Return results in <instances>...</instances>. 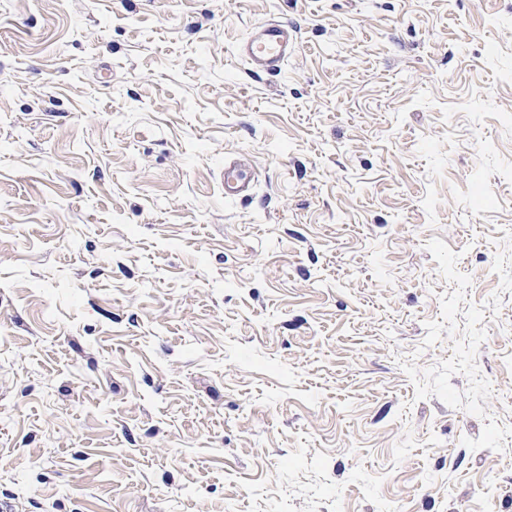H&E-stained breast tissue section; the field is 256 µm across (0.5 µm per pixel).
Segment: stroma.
<instances>
[{
  "label": "stroma",
  "instance_id": "obj_1",
  "mask_svg": "<svg viewBox=\"0 0 512 512\" xmlns=\"http://www.w3.org/2000/svg\"><path fill=\"white\" fill-rule=\"evenodd\" d=\"M0 512H512V0H0ZM299 45V29L287 18L266 19L252 25L236 44V54L255 74L281 71ZM224 197L230 200L251 198L256 190V173L253 162L246 157L224 160Z\"/></svg>",
  "mask_w": 512,
  "mask_h": 512
}]
</instances>
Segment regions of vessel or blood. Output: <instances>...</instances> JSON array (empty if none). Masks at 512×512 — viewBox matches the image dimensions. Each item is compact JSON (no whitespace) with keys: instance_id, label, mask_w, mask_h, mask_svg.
Here are the masks:
<instances>
[{"instance_id":"b4317fda","label":"vessel or blood","mask_w":512,"mask_h":512,"mask_svg":"<svg viewBox=\"0 0 512 512\" xmlns=\"http://www.w3.org/2000/svg\"><path fill=\"white\" fill-rule=\"evenodd\" d=\"M299 45V29L288 19H266L252 25L236 44V54L255 74L281 71ZM224 196L230 200L251 198L256 190L253 163L245 157L225 160Z\"/></svg>"}]
</instances>
